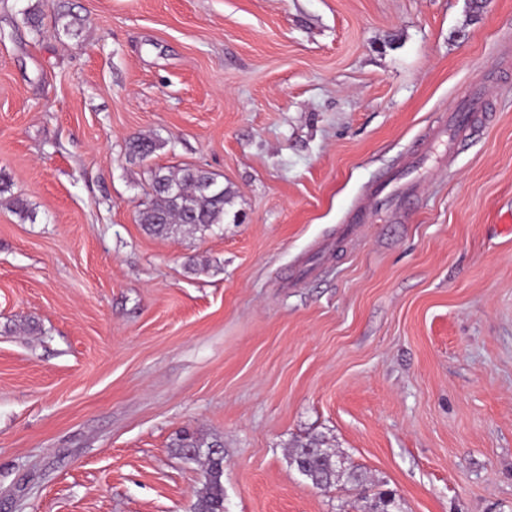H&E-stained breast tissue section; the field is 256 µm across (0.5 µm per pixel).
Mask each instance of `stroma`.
I'll return each instance as SVG.
<instances>
[{
    "label": "stroma",
    "instance_id": "stroma-1",
    "mask_svg": "<svg viewBox=\"0 0 512 512\" xmlns=\"http://www.w3.org/2000/svg\"><path fill=\"white\" fill-rule=\"evenodd\" d=\"M185 167L223 224L148 234ZM0 170V512H194L184 429L224 512H512V0H0ZM460 96L468 108V113L455 115L454 120L448 123V127L437 133L431 147L442 144L448 152L451 149L455 152L458 142L466 137L469 125L474 122L472 113L483 112L487 106V100H484L485 93L470 86H467ZM333 455L325 448H320L317 441H310L297 446L292 454V461L297 470L316 486L330 485L345 474L341 464H333ZM202 487L197 491L195 512H224V455L221 444L208 443Z\"/></svg>",
    "mask_w": 512,
    "mask_h": 512
}]
</instances>
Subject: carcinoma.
Wrapping results in <instances>:
<instances>
[{"instance_id": "obj_1", "label": "carcinoma", "mask_w": 512, "mask_h": 512, "mask_svg": "<svg viewBox=\"0 0 512 512\" xmlns=\"http://www.w3.org/2000/svg\"><path fill=\"white\" fill-rule=\"evenodd\" d=\"M158 140L134 137L128 143L129 153L141 158L150 156ZM153 196L138 211V221L150 233L170 235L187 227L204 233L224 223L225 206L230 202L229 190L217 181L213 173L197 168L176 172L158 171L152 178ZM207 447L202 487L197 491L194 512H224V455L221 445L205 444L188 433L181 436L177 447L183 454L198 455ZM332 454L316 441L297 446L292 461L297 470L316 486L330 485L340 476L357 483L358 476L345 473L339 463H332Z\"/></svg>"}]
</instances>
